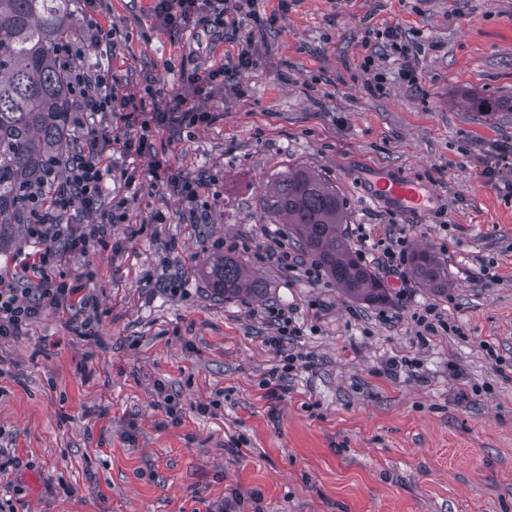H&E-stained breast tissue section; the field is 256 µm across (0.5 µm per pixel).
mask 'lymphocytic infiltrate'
Listing matches in <instances>:
<instances>
[{"label": "lymphocytic infiltrate", "mask_w": 512, "mask_h": 512, "mask_svg": "<svg viewBox=\"0 0 512 512\" xmlns=\"http://www.w3.org/2000/svg\"><path fill=\"white\" fill-rule=\"evenodd\" d=\"M224 0H155L153 8L156 18L165 28L177 31L189 24L201 11L223 9ZM70 85L75 95L74 125L80 131V151L68 163L64 178L56 181L49 194L32 198L33 220L28 226L32 239L44 242L42 251L35 254L30 265L33 277L29 287L18 288L0 280V338L19 336L25 333L30 322L44 306L58 309H73L74 305H88V298L79 297L78 286L66 279H56L51 268L60 258L53 243L65 238L71 251L86 250L90 238L104 239L107 224L94 225L91 235L64 236L58 218L74 205L94 212L99 208L102 183L106 175L99 159V147L107 134L94 121L95 116L108 112H137L141 115L138 139L119 140V148L128 154L151 153L153 144L150 133L153 128L168 126L178 121L189 125L209 123L210 113L189 106L187 99L171 97L164 108L153 112L139 111L133 99L118 96L112 89L108 77L76 66L70 70Z\"/></svg>", "instance_id": "1"}]
</instances>
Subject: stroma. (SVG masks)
I'll use <instances>...</instances> for the list:
<instances>
[{
  "label": "stroma",
  "mask_w": 512,
  "mask_h": 512,
  "mask_svg": "<svg viewBox=\"0 0 512 512\" xmlns=\"http://www.w3.org/2000/svg\"><path fill=\"white\" fill-rule=\"evenodd\" d=\"M153 6L76 0L83 36L119 34L110 52L87 47L90 66L121 95L152 86L147 107L180 94L212 120L154 130L150 156L102 143L100 211L61 215L79 234L114 223L52 269L94 308L49 307L27 335L0 338V448L17 461L0 473V512H219L233 493L241 512H512V377L495 364L512 361V0H254L181 32ZM389 26L409 41L415 80L380 56L375 97L362 36ZM245 43L251 69L200 93L185 83ZM156 157L203 183L197 203L152 178ZM295 167L336 188L353 249L370 229L364 266L400 234L444 264L447 293L386 276V301L370 303L264 261L272 242L297 249L262 207ZM403 177L427 192L423 213L374 199L376 183ZM195 206L207 223L191 222ZM40 248L16 225L0 276L25 286ZM226 254L270 283L268 301L213 294L203 273ZM430 305L458 333L421 334ZM276 309L300 329L278 350L266 342ZM285 353L300 360L272 403L262 381Z\"/></svg>",
  "instance_id": "35a3bbf8"
}]
</instances>
